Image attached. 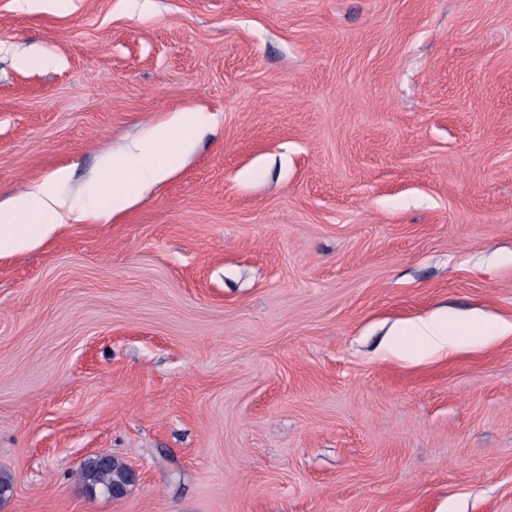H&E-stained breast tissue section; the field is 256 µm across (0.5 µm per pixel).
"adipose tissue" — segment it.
<instances>
[{"mask_svg": "<svg viewBox=\"0 0 512 512\" xmlns=\"http://www.w3.org/2000/svg\"><path fill=\"white\" fill-rule=\"evenodd\" d=\"M205 118L194 111L179 113L174 124L156 127L145 149L105 163L99 178L100 201L92 212H116L132 199L174 173ZM68 178L58 170L25 196L0 204V259L39 248L61 233L71 203L59 186Z\"/></svg>", "mask_w": 512, "mask_h": 512, "instance_id": "adipose-tissue-1", "label": "adipose tissue"}]
</instances>
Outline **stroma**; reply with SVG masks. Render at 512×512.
<instances>
[{
	"instance_id": "1",
	"label": "stroma",
	"mask_w": 512,
	"mask_h": 512,
	"mask_svg": "<svg viewBox=\"0 0 512 512\" xmlns=\"http://www.w3.org/2000/svg\"><path fill=\"white\" fill-rule=\"evenodd\" d=\"M61 169L63 233L0 260V512H512V0H0V200ZM204 122L200 112H180L173 125H160L153 130L148 147L138 148L124 159L107 161L99 178L102 205L94 203L88 211H121L144 190L169 177ZM175 130L179 133H174ZM448 323L441 317H431L407 326L405 334L429 346L440 349L448 344ZM99 456H106L101 459ZM79 478L93 494L114 499V492L127 493L132 486L130 468L112 456L100 454L83 461L79 469Z\"/></svg>"
}]
</instances>
